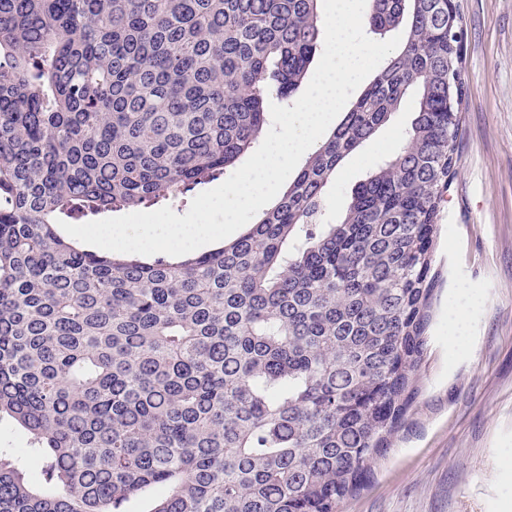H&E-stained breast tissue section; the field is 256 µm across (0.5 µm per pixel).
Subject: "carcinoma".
<instances>
[{"instance_id": "obj_1", "label": "carcinoma", "mask_w": 512, "mask_h": 512, "mask_svg": "<svg viewBox=\"0 0 512 512\" xmlns=\"http://www.w3.org/2000/svg\"><path fill=\"white\" fill-rule=\"evenodd\" d=\"M322 0H0V512H339L420 391L439 206L467 91L457 0H371L401 48L234 241L85 250L259 146ZM417 94L404 142L324 221L336 169ZM40 465L32 481L25 463ZM27 441V433L9 418L0 420V448H18L19 442L26 444Z\"/></svg>"}]
</instances>
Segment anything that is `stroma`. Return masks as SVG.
Wrapping results in <instances>:
<instances>
[{"label":"stroma","mask_w":512,"mask_h":512,"mask_svg":"<svg viewBox=\"0 0 512 512\" xmlns=\"http://www.w3.org/2000/svg\"><path fill=\"white\" fill-rule=\"evenodd\" d=\"M468 91L440 212V281L420 393L405 428L340 512H512V0H459ZM393 120L338 168L328 216L414 117ZM468 307L466 328L449 321Z\"/></svg>","instance_id":"stroma-1"}]
</instances>
